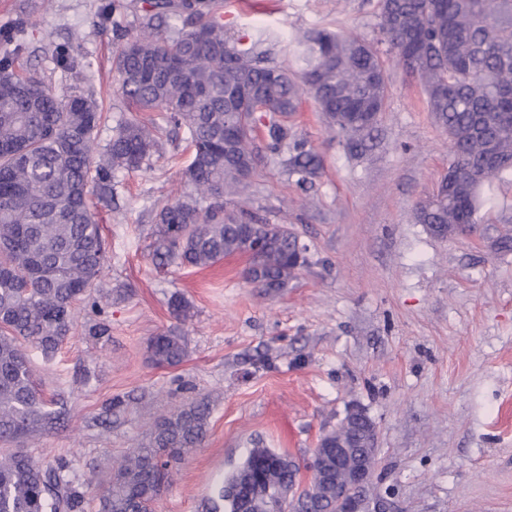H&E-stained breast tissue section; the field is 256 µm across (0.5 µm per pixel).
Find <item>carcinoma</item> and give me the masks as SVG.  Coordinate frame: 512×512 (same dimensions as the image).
I'll use <instances>...</instances> for the list:
<instances>
[{
  "instance_id": "obj_1",
  "label": "carcinoma",
  "mask_w": 512,
  "mask_h": 512,
  "mask_svg": "<svg viewBox=\"0 0 512 512\" xmlns=\"http://www.w3.org/2000/svg\"><path fill=\"white\" fill-rule=\"evenodd\" d=\"M379 37L367 40L325 29L294 39L297 74L275 62L278 40L256 31L224 32V0H142L137 33L115 57L122 97L135 112H157L165 125L186 128L191 192L156 214L151 259L203 268L250 248V226L266 245L245 281L283 290L296 276L288 252L297 236L224 197L243 196L262 155L282 159L304 188L323 168L321 156L297 139L288 118L311 96L350 155L372 131L362 106L385 108L393 54L418 79L429 111L448 133L455 170L448 185L422 200L415 220L446 237L477 223L481 188L512 170V0H379ZM166 17L182 28L162 35ZM264 112L262 145L253 115ZM101 119L89 96L61 97L36 73L0 58V438L20 439L51 417L24 345L55 355L71 332L76 305L94 287L106 261L95 220L97 202L112 196V173L142 168L157 152L160 126L130 117L93 161L90 143ZM157 366L188 355L185 337L168 329L150 338ZM210 407L195 401L161 414L147 440L98 480V512H153L172 467L206 438ZM277 464L271 486H286L288 455L252 448L227 474L212 512H275L276 492L253 495L260 468ZM70 462L44 466L22 448L0 453V512H84L83 491L67 479Z\"/></svg>"
}]
</instances>
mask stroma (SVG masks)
I'll list each match as a JSON object with an SVG mask.
<instances>
[{"mask_svg":"<svg viewBox=\"0 0 512 512\" xmlns=\"http://www.w3.org/2000/svg\"><path fill=\"white\" fill-rule=\"evenodd\" d=\"M104 2L0 0V28L24 30L18 65L61 94L94 95L103 113L97 160L127 115L116 32L133 31L142 0H120L107 23L98 18ZM378 22V0H224L227 35L268 29L292 71L299 32L372 39ZM67 44L83 59L71 72L55 65ZM385 65L391 88L371 150L346 154L307 97L289 123L323 159L313 188L298 189L272 157L250 179L243 207L287 226L308 249L284 290L245 282L241 255L155 269L151 218L185 190L184 133L162 130L149 164L114 171L115 200L96 213L107 250L97 286L54 358L32 354L56 418L24 448L47 465L67 458L69 479L83 485L90 464L108 469L139 446L149 418L207 399V437L155 510L209 512L254 441L302 462L359 407L377 426L373 492L390 498L391 512H512V179L487 189L472 234L442 239L416 223L418 203L448 172V136L416 79L393 59ZM175 295L192 307L182 325L169 306ZM100 323L110 328L102 340L91 335ZM174 326L188 356L156 366L148 341Z\"/></svg>","mask_w":512,"mask_h":512,"instance_id":"stroma-1","label":"stroma"}]
</instances>
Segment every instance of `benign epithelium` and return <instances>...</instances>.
<instances>
[{"instance_id": "benign-epithelium-1", "label": "benign epithelium", "mask_w": 512, "mask_h": 512, "mask_svg": "<svg viewBox=\"0 0 512 512\" xmlns=\"http://www.w3.org/2000/svg\"><path fill=\"white\" fill-rule=\"evenodd\" d=\"M347 421L325 433L307 463L309 477L305 483L294 478L281 496L300 512L317 503H330L329 512H389L382 499H370L368 491L377 478V428L368 421L366 429L350 436Z\"/></svg>"}]
</instances>
